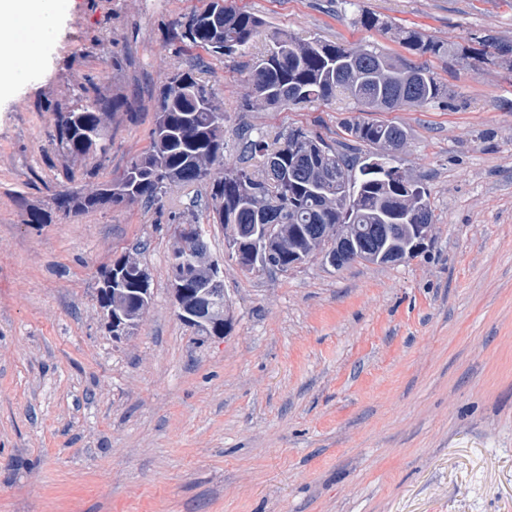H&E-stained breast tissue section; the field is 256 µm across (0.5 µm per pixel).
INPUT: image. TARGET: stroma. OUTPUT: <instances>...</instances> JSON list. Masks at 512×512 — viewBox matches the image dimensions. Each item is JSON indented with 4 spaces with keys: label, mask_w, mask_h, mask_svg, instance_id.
<instances>
[{
    "label": "stroma",
    "mask_w": 512,
    "mask_h": 512,
    "mask_svg": "<svg viewBox=\"0 0 512 512\" xmlns=\"http://www.w3.org/2000/svg\"><path fill=\"white\" fill-rule=\"evenodd\" d=\"M205 0H68L57 41L0 98V512H512V0H236L262 20L230 57L185 46L173 20ZM370 12L390 24L368 30ZM417 29L444 54L410 51ZM369 46L427 67L442 102L372 111L344 95L271 107L250 67L274 37ZM194 69L242 128L347 143L350 119L407 132L397 164L434 226L396 264L242 271L208 189L63 216L56 198L122 174L151 144L168 76ZM109 101L106 155L70 157L57 110ZM50 214L30 223L32 210ZM194 210L224 269L231 321L203 337L175 312L176 214ZM152 302L116 341L100 274L135 246Z\"/></svg>",
    "instance_id": "1"
}]
</instances>
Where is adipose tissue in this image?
Segmentation results:
<instances>
[{
    "instance_id": "ef3b65f1",
    "label": "adipose tissue",
    "mask_w": 512,
    "mask_h": 512,
    "mask_svg": "<svg viewBox=\"0 0 512 512\" xmlns=\"http://www.w3.org/2000/svg\"><path fill=\"white\" fill-rule=\"evenodd\" d=\"M66 0H0V94L26 82L32 63L13 53L20 33L31 30V43L48 46L59 33Z\"/></svg>"
}]
</instances>
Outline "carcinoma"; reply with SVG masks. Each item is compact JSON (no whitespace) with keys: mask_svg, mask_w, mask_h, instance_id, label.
Segmentation results:
<instances>
[{"mask_svg":"<svg viewBox=\"0 0 512 512\" xmlns=\"http://www.w3.org/2000/svg\"><path fill=\"white\" fill-rule=\"evenodd\" d=\"M224 2L220 25H203V18L214 11V0H206L203 8L190 14L193 24L185 25L183 18L173 22L176 37L223 56L245 50L261 20L232 0ZM403 40L421 55L444 52L443 45L415 29L405 31ZM251 75L255 99L269 106L324 102L338 91L371 107L381 108L405 97L408 103L423 106L447 94L422 65L396 66L374 49L345 48L320 40L299 43L287 33L278 35L252 64ZM101 107L99 98L87 97L77 108L56 112V140L66 155L84 157L105 151L108 130ZM225 121L224 107L211 86L191 69L174 73L157 94L149 150L133 158L119 177L100 186L108 198L65 191L58 194L60 207L69 216L124 201L156 204L172 183L202 184L209 188L213 222L227 230L251 224H297L302 229L310 224H340L346 221V213L336 206V183L316 181L315 172L326 170L348 175L345 191L357 199L358 223L374 226L378 239L400 244L390 228L409 188L395 174L390 159L370 167L367 161L351 158L302 129L289 130L273 149L263 135L249 134L243 140L246 156L265 165L275 156L283 170L258 183L248 167L224 163ZM342 127L353 141L375 152L390 139H405V131L394 124L351 120ZM216 164L224 172L214 180L211 167ZM118 302L131 314L142 307L132 292L100 296L103 308Z\"/></svg>","mask_w":512,"mask_h":512,"instance_id":"obj_1","label":"carcinoma"}]
</instances>
